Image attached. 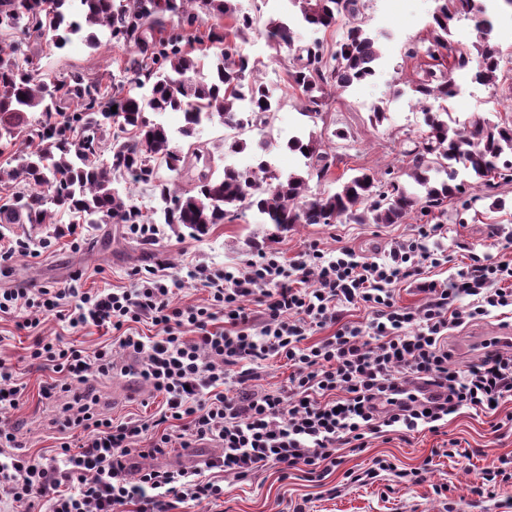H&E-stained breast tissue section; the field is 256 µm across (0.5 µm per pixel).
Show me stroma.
<instances>
[{"label":"stroma","instance_id":"stroma-1","mask_svg":"<svg viewBox=\"0 0 512 512\" xmlns=\"http://www.w3.org/2000/svg\"><path fill=\"white\" fill-rule=\"evenodd\" d=\"M494 17L492 37L506 63L504 77L497 86L473 83L466 71H454L463 92L451 106L456 118L467 120L479 113L492 120H512V8L503 0H483ZM367 27L381 37V57L375 77L364 84L330 93L322 118L300 115V105L286 79L290 66L287 50L268 43L263 31H255L241 43L248 55L254 76L268 80L282 105L272 116V136L265 139L263 152L284 173L302 170L303 161L287 148L290 136L302 133L320 137L326 147L336 152L339 161L327 181L308 183L309 194L335 190L338 181L348 179L358 169L383 171L393 168L403 172V149L425 131L424 115L407 95L415 77V63L404 54L407 42H417L429 34L427 23L436 6L435 0H365ZM35 62L41 75L55 78L73 71L89 76L110 75L122 79L119 67L123 53L110 46L97 50L81 43L58 50L45 45L35 48ZM383 106L387 114L382 123L372 122L374 107ZM477 190L466 187L460 198L446 202L443 210L428 216H411L403 224H297L282 234H274L256 209H242L233 222L216 225L200 239L186 230L160 225L153 243H145L129 234L122 224H83L77 237H59L51 224L30 232L20 228L0 236V249L18 240L29 242L30 251L0 260L1 288H62L75 285L84 289L129 288L136 273L157 266L167 267L176 282V299L182 304H202L208 293L187 275L189 267L205 263L235 266L258 258L260 252H276L287 262L300 259L309 245L326 253L349 247L367 257H384L391 245L418 236L426 225H438L436 235L422 239L424 250L441 251L447 264L422 265L419 275L400 280L394 296L399 305L415 307L426 295L424 284L440 285L456 277L473 257L487 263L512 260V182L501 185L498 197L504 206L491 209L489 200L477 199ZM419 237V236H418ZM512 329V313H493L483 320L448 332L449 343L469 336V351H454L456 368L476 362L486 341ZM64 337L78 346L94 349L112 344L117 362H128V355L112 340L113 332L94 326L76 331L53 316L42 317L38 330L18 328L15 318H0V360L15 366L24 392L18 409L0 412V417L15 423L17 436L29 455L49 458L56 454L60 437L69 433L61 402L44 399L42 388L55 380L51 367L33 363L30 347L35 335ZM100 404L117 421L146 420L162 403L161 396L144 381L115 376L96 380ZM503 421L500 431H493L491 419ZM473 450L471 459L432 456V449L444 441ZM512 457V399L504 403L496 416L490 417L464 409L450 415L445 435L423 431L409 438L388 434L370 439L360 453L342 449L341 463L319 482L307 481L295 471L282 476L278 468L268 467L245 480L224 481L221 505H182L180 512H293L304 505L306 512H512V483L495 487L492 494L477 496L471 486L482 468L499 456ZM376 457L390 459L398 468L419 466L431 460L430 472L423 482L406 486L388 473L374 482L352 483L349 472H362Z\"/></svg>","mask_w":512,"mask_h":512}]
</instances>
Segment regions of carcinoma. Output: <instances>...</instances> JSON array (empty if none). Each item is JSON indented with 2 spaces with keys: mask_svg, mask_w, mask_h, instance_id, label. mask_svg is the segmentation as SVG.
<instances>
[{
  "mask_svg": "<svg viewBox=\"0 0 512 512\" xmlns=\"http://www.w3.org/2000/svg\"><path fill=\"white\" fill-rule=\"evenodd\" d=\"M306 24L327 30L346 20L343 39L298 45L291 25L264 22L268 41L292 51L288 84L302 115L316 118L326 106V89L345 90L375 74L379 36L365 28L362 0H287ZM430 37L412 44L410 59L428 58L439 68L421 69L411 90L427 131L403 152L408 187L386 170L363 168L334 191L308 198L307 183L327 179L337 157L313 134L294 135L288 149L305 159L304 173L283 175L267 160L252 170L226 166L212 171L210 154L197 135L206 124L230 129L270 125L280 100L249 78V59L238 42L256 29L257 19L240 12L236 0H0V33L16 40L0 46V151L15 149V166L0 169V227L35 230L68 214L85 224H153V216L184 227L193 237L231 222L239 209L257 210L276 228L295 224H403L428 215L463 194L464 172L474 187L492 197L512 182V121L474 115L451 116L448 100L455 70L469 69L472 81L493 85L503 57L491 42L493 20L473 0H437ZM213 20L199 34L205 18ZM227 19L230 24L223 25ZM470 22L472 47L448 40L460 20ZM97 30L126 51L121 61L128 81L147 90L131 95L102 78L75 72L61 79L40 75L29 41L62 50L88 32L84 41L100 47ZM203 46L195 56L188 45ZM116 110H111V107ZM179 112V133L192 139L183 150L169 128L147 113ZM196 172L195 186L180 189L183 174ZM127 184L119 190L117 184ZM142 184L160 202L148 216L133 202L131 186Z\"/></svg>",
  "mask_w": 512,
  "mask_h": 512,
  "instance_id": "1",
  "label": "carcinoma"
}]
</instances>
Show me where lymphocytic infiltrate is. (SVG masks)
I'll return each mask as SVG.
<instances>
[{
    "mask_svg": "<svg viewBox=\"0 0 512 512\" xmlns=\"http://www.w3.org/2000/svg\"><path fill=\"white\" fill-rule=\"evenodd\" d=\"M418 241L391 246L384 260L338 249L327 256L309 247L287 265L263 254L236 267L194 265L189 278L208 293L205 304H175L164 268L139 275L133 287L86 291L66 288L0 289V316L49 314L70 328L89 325L118 331L132 363L120 366L111 346L89 350L61 338L36 337L31 360L51 366L59 378L43 398L63 400L68 425L79 435L63 441L49 459L24 454L15 427L0 422V492L23 512H176L179 505L216 504L224 487L210 470L244 480L268 466L300 471L319 482L340 463L346 447L362 452L370 438L440 432L462 408L487 414L512 397V345L487 342L478 363L452 369L450 328L512 308V261L474 259L449 285H423L426 300L414 308L394 300L395 283L420 264L446 263ZM316 287H307L308 278ZM472 304L458 307L460 297ZM261 309L253 315L247 301ZM371 313L366 325L345 323V305ZM147 322L156 334L143 340L131 324ZM332 335L307 343L312 328ZM287 359L283 387L253 389L256 367ZM149 383L165 402L154 422H112L89 397V383L114 374ZM235 380L234 395L224 392ZM161 427L152 436L153 427ZM219 444L222 455L204 466L176 470L130 468L132 457L170 448Z\"/></svg>",
    "mask_w": 512,
    "mask_h": 512,
    "instance_id": "lymphocytic-infiltrate-1",
    "label": "lymphocytic infiltrate"
}]
</instances>
